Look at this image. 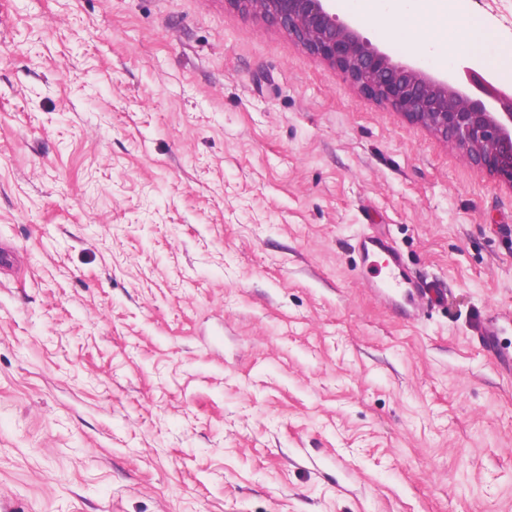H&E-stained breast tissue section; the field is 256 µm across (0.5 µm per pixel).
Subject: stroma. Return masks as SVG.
<instances>
[{"label": "stroma", "mask_w": 512, "mask_h": 512, "mask_svg": "<svg viewBox=\"0 0 512 512\" xmlns=\"http://www.w3.org/2000/svg\"><path fill=\"white\" fill-rule=\"evenodd\" d=\"M512 44V0H465ZM375 47L448 36L336 5ZM380 232L444 297L386 308ZM13 512H512V189L224 0H0ZM512 309L504 316L484 318L478 326V344L482 351L494 358L497 365L512 374V354L502 350L497 342V336H502L511 330Z\"/></svg>", "instance_id": "stroma-1"}]
</instances>
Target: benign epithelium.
Masks as SVG:
<instances>
[{
    "instance_id": "7a95c632",
    "label": "benign epithelium",
    "mask_w": 512,
    "mask_h": 512,
    "mask_svg": "<svg viewBox=\"0 0 512 512\" xmlns=\"http://www.w3.org/2000/svg\"><path fill=\"white\" fill-rule=\"evenodd\" d=\"M334 0H225L233 10L282 27L309 54L334 66L362 93L387 103L462 148L476 166L512 186V94L490 82L481 91L496 112L447 80L401 64L333 10Z\"/></svg>"
}]
</instances>
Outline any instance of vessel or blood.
<instances>
[{"label": "vessel or blood", "mask_w": 512, "mask_h": 512, "mask_svg": "<svg viewBox=\"0 0 512 512\" xmlns=\"http://www.w3.org/2000/svg\"><path fill=\"white\" fill-rule=\"evenodd\" d=\"M358 250L365 264L380 263L386 270V280L374 290L380 302L394 306L402 300L416 311L428 306V290L410 275L401 253L388 236L364 233L358 240ZM511 330L512 310L501 317L483 319L478 326L477 340L482 351L512 374V353L502 350L497 342L498 336Z\"/></svg>", "instance_id": "1"}]
</instances>
